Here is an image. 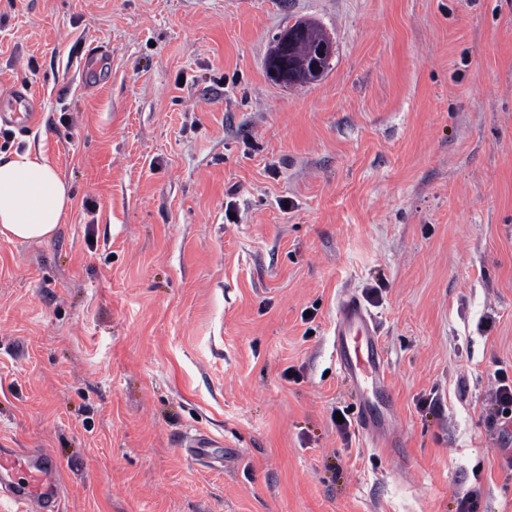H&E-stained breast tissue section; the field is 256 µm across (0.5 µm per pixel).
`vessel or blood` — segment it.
Instances as JSON below:
<instances>
[{"mask_svg": "<svg viewBox=\"0 0 512 512\" xmlns=\"http://www.w3.org/2000/svg\"><path fill=\"white\" fill-rule=\"evenodd\" d=\"M334 353L362 413V432L378 445L387 437L371 412V397L386 382V360L374 320L359 298L343 293L336 304ZM221 442L189 434L183 446L190 458L208 455ZM62 471L57 457L43 448H0V512H58Z\"/></svg>", "mask_w": 512, "mask_h": 512, "instance_id": "vessel-or-blood-1", "label": "vessel or blood"}]
</instances>
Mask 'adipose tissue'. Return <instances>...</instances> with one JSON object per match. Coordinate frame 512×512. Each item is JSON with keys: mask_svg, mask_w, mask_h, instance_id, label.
<instances>
[{"mask_svg": "<svg viewBox=\"0 0 512 512\" xmlns=\"http://www.w3.org/2000/svg\"><path fill=\"white\" fill-rule=\"evenodd\" d=\"M71 206L70 186L44 150L0 157V237L51 239Z\"/></svg>", "mask_w": 512, "mask_h": 512, "instance_id": "obj_1", "label": "adipose tissue"}]
</instances>
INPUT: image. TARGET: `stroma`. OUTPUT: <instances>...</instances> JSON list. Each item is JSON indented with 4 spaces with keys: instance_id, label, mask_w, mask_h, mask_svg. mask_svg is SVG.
<instances>
[{
    "instance_id": "stroma-1",
    "label": "stroma",
    "mask_w": 512,
    "mask_h": 512,
    "mask_svg": "<svg viewBox=\"0 0 512 512\" xmlns=\"http://www.w3.org/2000/svg\"><path fill=\"white\" fill-rule=\"evenodd\" d=\"M299 21L334 53L284 86ZM21 90L0 154L44 147L73 207L0 238V448L57 455L59 512H512V0H0V113ZM346 290L395 456L336 428ZM310 28L311 36L308 39H303L309 32L308 26L303 23L289 27L276 37V48L267 61V67L271 77L277 82L286 85L294 82L301 64L291 60L289 56L292 53L293 45L299 40L294 47V55L298 59H313L312 55L317 50L314 46L315 42L322 33L318 30L317 25L315 27L310 24ZM272 72H275V75H272ZM507 380L506 372L502 369L497 370L489 398L492 410L498 417L503 429L512 423V380L510 383ZM506 411H510V414H506ZM221 445H223V441L200 433L187 434L183 440V447L188 456L193 459L207 456L210 448H219Z\"/></svg>"
}]
</instances>
